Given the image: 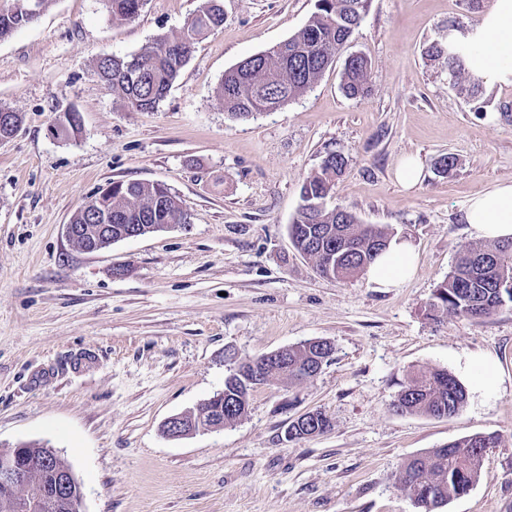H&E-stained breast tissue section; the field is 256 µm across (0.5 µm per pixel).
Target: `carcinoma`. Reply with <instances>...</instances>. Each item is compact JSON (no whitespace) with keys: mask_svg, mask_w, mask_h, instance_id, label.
<instances>
[{"mask_svg":"<svg viewBox=\"0 0 512 512\" xmlns=\"http://www.w3.org/2000/svg\"><path fill=\"white\" fill-rule=\"evenodd\" d=\"M51 0H0V41L18 29L33 23L28 12L36 4L43 12ZM216 0H203L199 12L187 20L180 31L154 42L130 57L107 56L97 60L95 74L109 89L117 92L138 112H153L166 97L180 71L191 57L195 45L210 31L224 23V12ZM114 22L135 19L143 0H103ZM369 7V0H317V10L308 23L283 41L286 50L275 46L248 56L224 73L215 90L216 100L231 118H248L258 112L276 110L309 91L333 62L337 51L359 27ZM427 56L445 60L451 84L474 97L481 79L468 71L464 57L450 45L435 41ZM370 64L362 55L348 57L342 72V90L356 98L368 92ZM71 107L55 118L50 133L71 139L82 129L70 117ZM0 142L10 139L14 127L23 122L20 113L0 109ZM344 157L328 153L319 170L301 187L303 204L294 219L300 234L294 246L309 257L316 270L325 272L334 261L336 279L355 277L386 248L388 233L377 226L367 230L351 212L322 206L312 210L308 204L324 202L341 175ZM110 213V223L99 236L79 237L73 243L84 251L107 248L113 242L129 238L132 229L141 235L162 229L164 224H185L187 216L176 196L162 183L118 180L101 188L72 217L73 224L96 223V211ZM323 242L332 257L321 253L316 244ZM512 268V241L490 247L469 249L457 266L440 283L429 304V311L450 312L467 318H481L512 303V293L498 288L500 270ZM331 342L313 338L289 347L261 368L267 380L291 385L317 375L331 360ZM251 365L240 364L224 379V416L211 421L225 426L242 419L248 412L254 391ZM463 385L446 370L419 371L401 386L393 406L402 414L448 418L464 406ZM330 419L321 410L310 411L288 423L290 441L304 440L328 432ZM499 444L494 434H475L433 448L409 460L399 476V483L422 512H436L430 505L429 491H439L440 505L466 494L482 476L480 455ZM48 485V478L34 475L17 491L0 488V512H12L15 494L34 495Z\"/></svg>","mask_w":512,"mask_h":512,"instance_id":"carcinoma-1","label":"carcinoma"}]
</instances>
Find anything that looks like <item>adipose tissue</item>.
Listing matches in <instances>:
<instances>
[{"mask_svg":"<svg viewBox=\"0 0 512 512\" xmlns=\"http://www.w3.org/2000/svg\"><path fill=\"white\" fill-rule=\"evenodd\" d=\"M467 69L488 85L512 84V0H494L480 24L462 36ZM473 233L492 242L512 240V181L478 192L464 210ZM417 255L405 240L390 241L366 270L369 283L394 288L412 275Z\"/></svg>","mask_w":512,"mask_h":512,"instance_id":"1","label":"adipose tissue"}]
</instances>
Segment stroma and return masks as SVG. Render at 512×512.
I'll list each match as a JSON object with an SVG mask.
<instances>
[{
	"instance_id": "obj_1",
	"label": "stroma",
	"mask_w": 512,
	"mask_h": 512,
	"mask_svg": "<svg viewBox=\"0 0 512 512\" xmlns=\"http://www.w3.org/2000/svg\"><path fill=\"white\" fill-rule=\"evenodd\" d=\"M202 0H146L117 24L102 0H52L0 41V107L22 113L0 143V451L41 441L70 464L84 512H420L397 477L414 456L498 435L483 475L439 512H512V304L483 319L428 306L463 253L483 246L468 199L512 180V84L484 87L482 110L425 54L448 24L478 25L493 0H370L360 27L311 90L246 120L225 115V71L303 28L317 0H222L224 24L196 46L156 111L137 112L95 74L177 33ZM371 63L370 92L345 96L346 59ZM76 107L83 129L48 131ZM330 152L343 176L327 200L409 241L413 276L376 288L320 276L289 235L300 189ZM454 154L446 175L435 159ZM422 166L403 189L402 157ZM112 180L161 182L189 222L88 253L66 224ZM312 338L334 346L314 377L255 389L233 425L183 438L238 363ZM489 360L493 387L472 364ZM466 390L459 414H398L417 370ZM331 429L290 441L299 414Z\"/></svg>"
}]
</instances>
